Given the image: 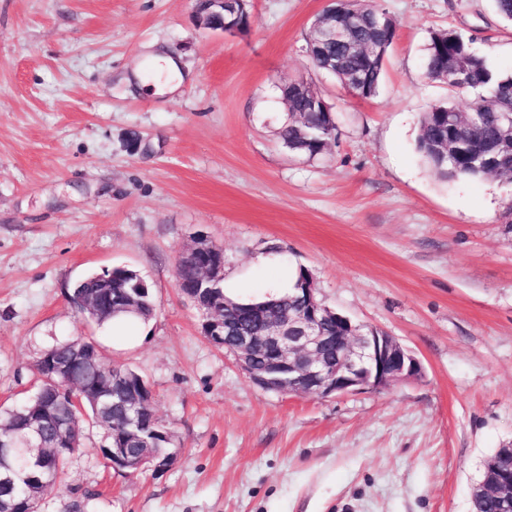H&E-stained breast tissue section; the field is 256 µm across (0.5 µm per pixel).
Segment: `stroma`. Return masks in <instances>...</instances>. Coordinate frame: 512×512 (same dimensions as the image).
Here are the masks:
<instances>
[{
  "label": "stroma",
  "instance_id": "1",
  "mask_svg": "<svg viewBox=\"0 0 512 512\" xmlns=\"http://www.w3.org/2000/svg\"><path fill=\"white\" fill-rule=\"evenodd\" d=\"M376 3L397 33L377 96L359 99L308 61L329 0H251L243 33L207 28L195 0H0V411L32 395L49 346L90 336L143 375L178 450L165 472L127 475L100 457L105 430L84 428L38 512H471L484 461L512 444V182L431 174L422 113L472 98L422 61L453 27L511 72L512 24L490 0ZM160 46L186 77L172 95L134 79ZM299 78L336 115L313 159L277 137L278 86ZM200 233L224 248L226 293L306 269L323 304L394 336L422 377L329 398L253 384L178 287ZM114 267L155 298L129 339L70 301Z\"/></svg>",
  "mask_w": 512,
  "mask_h": 512
}]
</instances>
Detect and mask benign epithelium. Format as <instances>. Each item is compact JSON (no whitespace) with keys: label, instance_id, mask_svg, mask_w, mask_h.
Listing matches in <instances>:
<instances>
[{"label":"benign epithelium","instance_id":"7a95c632","mask_svg":"<svg viewBox=\"0 0 512 512\" xmlns=\"http://www.w3.org/2000/svg\"><path fill=\"white\" fill-rule=\"evenodd\" d=\"M349 31L333 23L318 28V43L349 40ZM502 138L488 154L480 155L481 162L493 166L512 154V113H499ZM216 243L203 235L194 237L183 256L197 257L215 249ZM224 283V262L204 267L202 283L192 288L179 285L182 292L195 303L201 323L208 331V340L232 353L252 383L273 392L329 397L360 390H381L399 382L417 379L423 370L420 361L394 337L373 327L355 324L347 316L335 312L316 299L315 289L302 288L297 300L302 304L298 313L277 312L271 307L255 308L247 316L258 324V334L241 331L230 335V325L224 314L234 311L236 302L215 293V287ZM99 349L93 343L83 344L70 363L44 354L41 366L50 377L62 378L69 365H93ZM149 387L140 381L132 386L126 402L123 425L126 430H108L105 451L110 466L129 475H135L149 465L156 472L170 467L174 454L160 455L150 452L157 440L146 441V447L137 445V432L131 426L139 424L142 405L151 398ZM45 388H40L30 400L26 423L19 439L0 438V459L21 448L25 458L17 466L0 469V487L14 490L19 485L38 489L52 474V464L46 456L49 445L46 433L56 425L58 436L54 444L57 455L66 452L62 446L71 421L54 423V411ZM66 398L78 412H84V399L110 408L111 381L105 380L95 388L52 383V395ZM487 477L481 492L493 499L498 512H512V444L500 448L486 464Z\"/></svg>","mask_w":512,"mask_h":512}]
</instances>
